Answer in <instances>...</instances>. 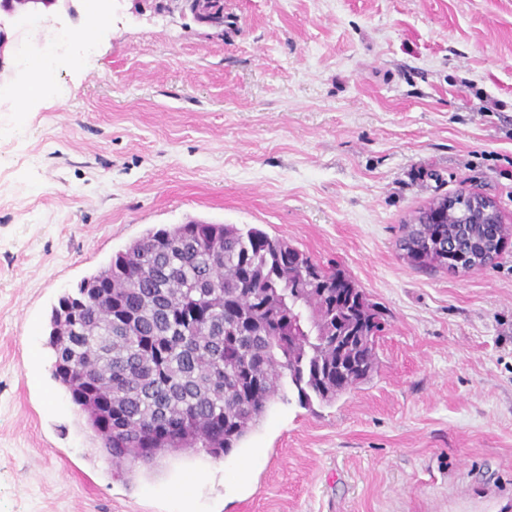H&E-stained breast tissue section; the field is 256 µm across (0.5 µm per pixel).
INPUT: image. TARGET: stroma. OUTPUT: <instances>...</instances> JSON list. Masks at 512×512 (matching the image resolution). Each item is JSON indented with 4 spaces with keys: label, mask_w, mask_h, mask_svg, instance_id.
Masks as SVG:
<instances>
[{
    "label": "stroma",
    "mask_w": 512,
    "mask_h": 512,
    "mask_svg": "<svg viewBox=\"0 0 512 512\" xmlns=\"http://www.w3.org/2000/svg\"><path fill=\"white\" fill-rule=\"evenodd\" d=\"M44 79L0 73V512H512V0H224L216 30L107 0ZM492 198L493 264L422 269L403 227ZM259 228L383 310L372 376L286 387L230 454L115 465L54 380L60 296L148 230Z\"/></svg>",
    "instance_id": "obj_1"
}]
</instances>
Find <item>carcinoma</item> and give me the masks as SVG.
I'll list each match as a JSON object with an SVG mask.
<instances>
[{
  "instance_id": "cac0c4a2",
  "label": "carcinoma",
  "mask_w": 512,
  "mask_h": 512,
  "mask_svg": "<svg viewBox=\"0 0 512 512\" xmlns=\"http://www.w3.org/2000/svg\"><path fill=\"white\" fill-rule=\"evenodd\" d=\"M458 225L413 224L435 243ZM472 224L456 249L491 240ZM426 269L446 267L409 253ZM382 313L353 279L288 241L235 224L150 230L52 307V376L115 462L201 448L228 455L288 377L300 404H330L377 367Z\"/></svg>"
}]
</instances>
